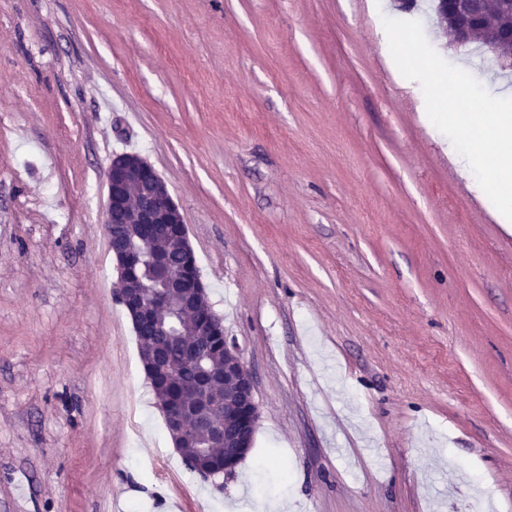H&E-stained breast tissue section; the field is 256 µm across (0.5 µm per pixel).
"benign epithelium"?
<instances>
[{
	"mask_svg": "<svg viewBox=\"0 0 512 512\" xmlns=\"http://www.w3.org/2000/svg\"><path fill=\"white\" fill-rule=\"evenodd\" d=\"M484 0H435V13L441 27L450 32L454 43L467 45L484 19ZM502 66L512 65V26L496 31L486 42ZM133 213V221L145 233L152 224H181L182 214L173 202L164 179L143 157L136 154H120L112 159L108 173V195L105 207V229L112 254L117 262L116 288L121 304L131 321L141 325L154 320V308L165 303L164 294L147 297L129 275L133 256L127 249L116 247L113 234L112 214ZM157 268L170 281L171 287L186 286L189 278L170 266L168 256L152 257ZM211 380L199 386L185 401L164 411L167 430L177 452H182L181 443L185 433V421H193L196 429L215 446L233 448L237 454L224 459V472L230 474L236 467L239 455L250 447L249 436H231L226 433L219 410L228 402L238 404L249 427H256L258 406L255 401L253 379L237 348L231 349L224 369L210 373Z\"/></svg>",
	"mask_w": 512,
	"mask_h": 512,
	"instance_id": "obj_1",
	"label": "benign epithelium"
}]
</instances>
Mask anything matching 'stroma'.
<instances>
[{"label": "stroma", "mask_w": 512, "mask_h": 512, "mask_svg": "<svg viewBox=\"0 0 512 512\" xmlns=\"http://www.w3.org/2000/svg\"><path fill=\"white\" fill-rule=\"evenodd\" d=\"M491 95L430 0H0V512H512V227L440 146L383 18ZM179 207L260 418L175 450L114 293L109 166Z\"/></svg>", "instance_id": "obj_1"}]
</instances>
